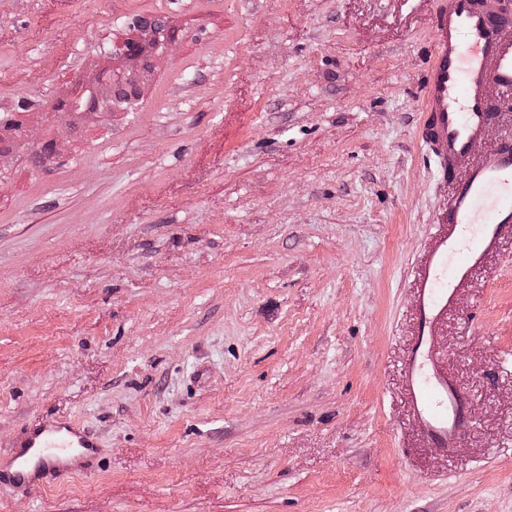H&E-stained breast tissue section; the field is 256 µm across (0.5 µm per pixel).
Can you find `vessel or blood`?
<instances>
[{
	"label": "vessel or blood",
	"instance_id": "obj_1",
	"mask_svg": "<svg viewBox=\"0 0 512 512\" xmlns=\"http://www.w3.org/2000/svg\"><path fill=\"white\" fill-rule=\"evenodd\" d=\"M431 28L418 140L435 177L454 189L415 280L417 322L404 375L423 437L447 452L472 421L469 397L435 351L434 338L456 309L460 287L512 235V134L481 148L497 113L512 103V9H493L487 0H438ZM100 468L98 445L84 428L49 419L0 457V483L34 491Z\"/></svg>",
	"mask_w": 512,
	"mask_h": 512
}]
</instances>
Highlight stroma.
Instances as JSON below:
<instances>
[{
  "label": "stroma",
  "mask_w": 512,
  "mask_h": 512,
  "mask_svg": "<svg viewBox=\"0 0 512 512\" xmlns=\"http://www.w3.org/2000/svg\"><path fill=\"white\" fill-rule=\"evenodd\" d=\"M434 0H0V454L104 458L0 512H512V237L436 345L472 428L421 439L413 275L451 192L416 141ZM135 110L56 111L135 16ZM51 156L35 161L45 141ZM142 25H148V28L146 30H137L139 32H137V34L132 37H126L122 40L112 41V43L108 44L106 47H103L102 55L106 58L130 56L137 51L138 47L143 43L145 38H148V41L153 39L156 41L155 58H160L167 55L173 44L172 35L162 39L158 34H154L151 30L153 27L155 29H165L166 23L160 19L145 17L137 18L135 23L130 27ZM6 457H0V483L26 491L45 489L61 477L101 470L98 444L79 424L49 419L29 428Z\"/></svg>",
  "instance_id": "1"
}]
</instances>
